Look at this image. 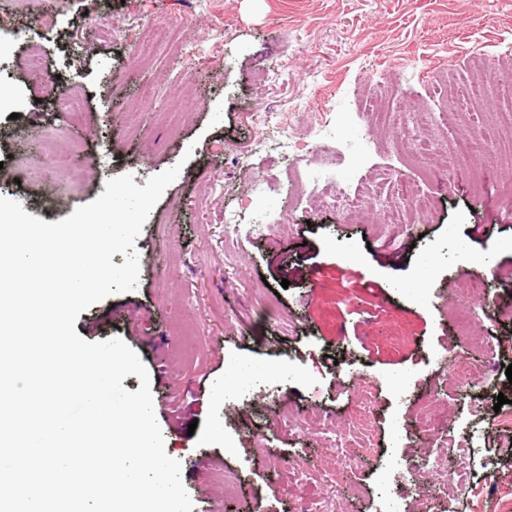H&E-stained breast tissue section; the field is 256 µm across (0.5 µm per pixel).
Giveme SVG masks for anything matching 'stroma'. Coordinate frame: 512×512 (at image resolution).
<instances>
[{"mask_svg":"<svg viewBox=\"0 0 512 512\" xmlns=\"http://www.w3.org/2000/svg\"><path fill=\"white\" fill-rule=\"evenodd\" d=\"M19 3L0 0V196L55 223L97 199L108 179L130 172L142 187L182 167L135 241L137 288L89 306L75 331L89 342L121 338L144 363L192 512H303L306 501L335 495L342 512H379L383 485L407 483V460L440 447L445 433L471 435L482 454L471 461L470 492L431 512H492L475 494L498 454L497 419L473 417L469 386L428 360L469 353L453 337L454 315L472 310L497 362H512V290L468 272L475 260L512 269V162L478 150L460 166L443 153L471 130L488 142L502 135L500 113L512 109V82L502 79L512 67V0H67L44 24ZM103 17L125 27L124 41L94 42ZM187 18L185 37L201 42L199 52L137 61L143 26ZM30 43L43 53L38 75L24 66ZM477 60L493 80L475 107L459 92ZM59 80L87 95L80 120L54 101ZM358 87L397 94L430 122L413 157L370 127ZM330 107L350 112L363 133L338 154L348 192L366 199L354 221L303 196L286 150L251 120L287 113L313 142ZM21 128L36 131L37 148L79 150L93 173L76 184L63 169L18 168ZM262 174L276 182L269 210L284 221L252 236L267 210L241 201ZM407 196L430 206L401 211ZM231 210L241 228L234 241L224 237ZM476 224L489 234L472 238ZM316 270L329 273L319 288ZM360 272L378 291L359 287ZM488 290L499 306H483ZM339 361L373 378L376 424L360 469L332 484L337 435L361 444ZM408 379L414 388L401 389ZM172 416L194 433L170 428ZM228 471L240 480L230 499Z\"/></svg>","mask_w":512,"mask_h":512,"instance_id":"35a3bbf8","label":"stroma"}]
</instances>
